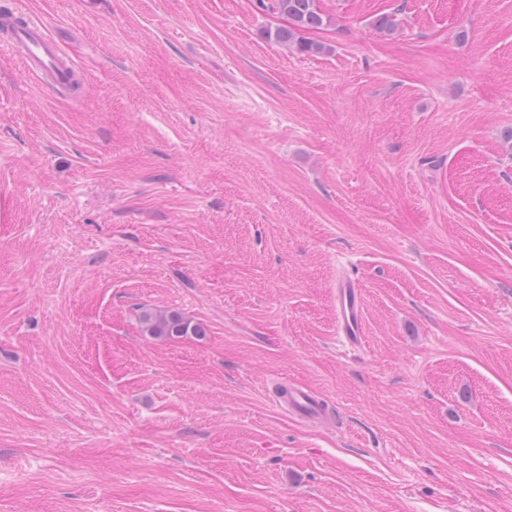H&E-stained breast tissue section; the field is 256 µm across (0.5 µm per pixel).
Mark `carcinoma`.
I'll return each instance as SVG.
<instances>
[{
    "instance_id": "carcinoma-1",
    "label": "carcinoma",
    "mask_w": 512,
    "mask_h": 512,
    "mask_svg": "<svg viewBox=\"0 0 512 512\" xmlns=\"http://www.w3.org/2000/svg\"><path fill=\"white\" fill-rule=\"evenodd\" d=\"M258 5L262 11L286 21L283 26L268 29V39L293 48L301 54L316 55L329 51L325 44L302 37L303 32L319 29L326 23L320 0H258ZM373 27L378 32L391 36L398 30L397 18L393 13L379 14L373 20ZM140 323L144 332L154 337L201 336L204 333L201 325L194 324L173 311L161 313L146 309L140 315Z\"/></svg>"
}]
</instances>
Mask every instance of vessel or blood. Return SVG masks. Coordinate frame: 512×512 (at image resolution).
<instances>
[{
    "mask_svg": "<svg viewBox=\"0 0 512 512\" xmlns=\"http://www.w3.org/2000/svg\"><path fill=\"white\" fill-rule=\"evenodd\" d=\"M0 45L11 48L24 72L40 79L56 95L68 93L79 76L65 48L40 17L24 12L0 16ZM361 309L362 292L358 285L349 278L339 280L336 284L337 333L351 349L362 343ZM277 402L290 415L306 421H321L327 415L324 400L292 383L281 384Z\"/></svg>",
    "mask_w": 512,
    "mask_h": 512,
    "instance_id": "b4317fda",
    "label": "vessel or blood"
}]
</instances>
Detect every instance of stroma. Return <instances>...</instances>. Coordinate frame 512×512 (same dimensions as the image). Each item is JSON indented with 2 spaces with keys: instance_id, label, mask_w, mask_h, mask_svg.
<instances>
[{
  "instance_id": "1",
  "label": "stroma",
  "mask_w": 512,
  "mask_h": 512,
  "mask_svg": "<svg viewBox=\"0 0 512 512\" xmlns=\"http://www.w3.org/2000/svg\"><path fill=\"white\" fill-rule=\"evenodd\" d=\"M321 7L0 0L86 75L0 50V512H512V0ZM321 0H258L259 8L277 15L287 25L270 28L266 31L268 39L283 46L293 48L301 54L316 55L329 51L320 42L306 40L302 33L320 29L326 23L325 14L320 6ZM362 292L350 278L336 284L337 333L345 346L360 347L363 339L361 324ZM140 323L143 325L144 332L154 337L201 336L204 333L201 325L192 324L178 312L173 311L161 313L146 309L140 315ZM290 415L306 421H322L327 415V404L299 386L284 381L276 399Z\"/></svg>"
}]
</instances>
